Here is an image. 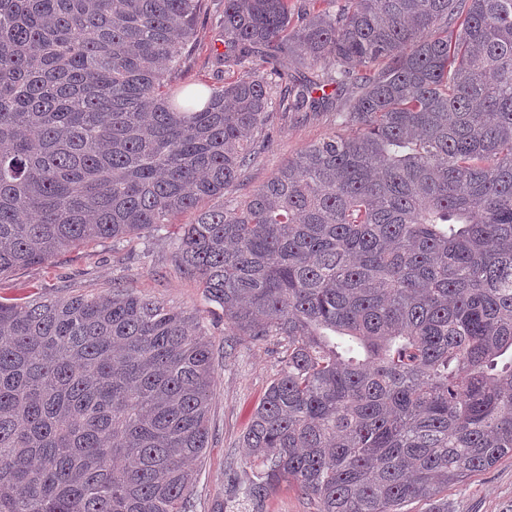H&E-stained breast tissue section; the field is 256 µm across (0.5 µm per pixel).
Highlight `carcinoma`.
I'll use <instances>...</instances> for the list:
<instances>
[{
	"label": "carcinoma",
	"mask_w": 512,
	"mask_h": 512,
	"mask_svg": "<svg viewBox=\"0 0 512 512\" xmlns=\"http://www.w3.org/2000/svg\"><path fill=\"white\" fill-rule=\"evenodd\" d=\"M223 2L237 77L187 89L204 0H0V275L195 212L177 268L231 335L286 345L237 495L448 512L512 458V0ZM273 57L315 75L275 96ZM336 101L348 131L226 196ZM214 387L195 313L0 301V512H192Z\"/></svg>",
	"instance_id": "obj_1"
}]
</instances>
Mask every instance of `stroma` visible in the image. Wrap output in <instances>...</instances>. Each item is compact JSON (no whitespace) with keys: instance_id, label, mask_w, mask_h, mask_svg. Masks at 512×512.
Here are the masks:
<instances>
[{"instance_id":"1","label":"stroma","mask_w":512,"mask_h":512,"mask_svg":"<svg viewBox=\"0 0 512 512\" xmlns=\"http://www.w3.org/2000/svg\"><path fill=\"white\" fill-rule=\"evenodd\" d=\"M208 3L197 24L196 40L189 46L185 80L200 86H220L233 75L217 62L224 50L215 20L220 0ZM338 129L339 120L331 110L275 125L272 149L250 164L236 194L243 196L257 189L288 157ZM193 219V213L185 212L156 233L145 232L117 244L103 240L62 251L44 264L1 277L0 300L23 303L36 298L99 294L120 286L201 315L214 353L215 389L209 412V446L197 467L193 512H249L234 496L228 483L229 470L251 469L242 439L254 409L279 372L283 346L274 337L255 342L238 336L234 350L225 352L229 329L223 309L207 299L197 281L181 274L172 259L178 225ZM448 512H512V460L450 489Z\"/></svg>"}]
</instances>
